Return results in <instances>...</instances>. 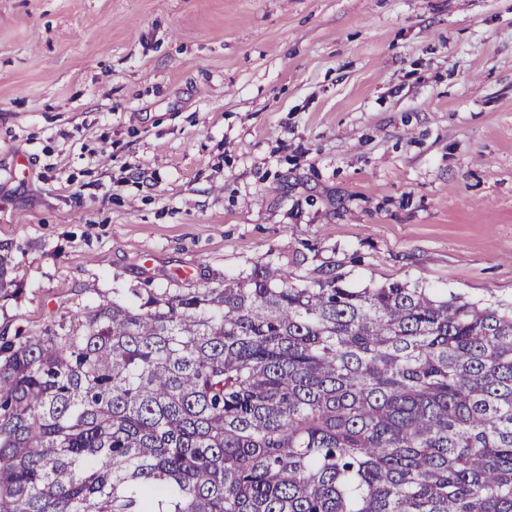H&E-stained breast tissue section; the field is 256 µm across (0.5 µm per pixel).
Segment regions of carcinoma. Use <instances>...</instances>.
<instances>
[{
  "label": "carcinoma",
  "mask_w": 512,
  "mask_h": 512,
  "mask_svg": "<svg viewBox=\"0 0 512 512\" xmlns=\"http://www.w3.org/2000/svg\"><path fill=\"white\" fill-rule=\"evenodd\" d=\"M131 293L0 334V512H512V302Z\"/></svg>",
  "instance_id": "cac0c4a2"
}]
</instances>
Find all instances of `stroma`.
<instances>
[{
  "instance_id": "stroma-1",
  "label": "stroma",
  "mask_w": 512,
  "mask_h": 512,
  "mask_svg": "<svg viewBox=\"0 0 512 512\" xmlns=\"http://www.w3.org/2000/svg\"><path fill=\"white\" fill-rule=\"evenodd\" d=\"M0 255L11 334L267 264L511 301L512 0H0Z\"/></svg>"
}]
</instances>
